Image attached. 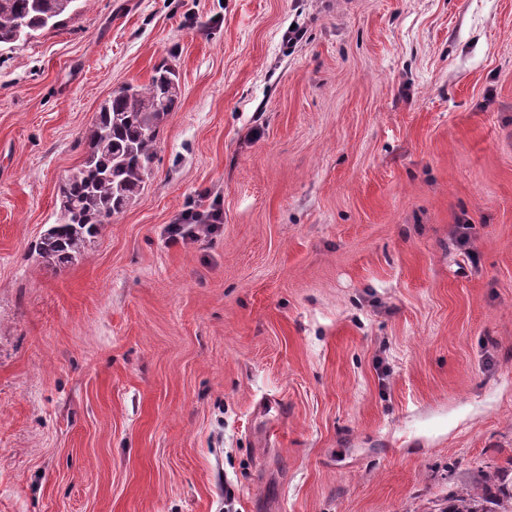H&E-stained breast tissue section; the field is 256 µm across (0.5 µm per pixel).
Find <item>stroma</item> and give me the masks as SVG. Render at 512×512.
<instances>
[{"mask_svg": "<svg viewBox=\"0 0 512 512\" xmlns=\"http://www.w3.org/2000/svg\"><path fill=\"white\" fill-rule=\"evenodd\" d=\"M165 61L137 202L39 264L100 104ZM486 465L512 469V0H90L0 46V512H442ZM222 221L223 213L217 207L206 214L190 210L184 212L174 224H168L166 233L172 243L194 241L202 234L217 230Z\"/></svg>", "mask_w": 512, "mask_h": 512, "instance_id": "obj_1", "label": "stroma"}]
</instances>
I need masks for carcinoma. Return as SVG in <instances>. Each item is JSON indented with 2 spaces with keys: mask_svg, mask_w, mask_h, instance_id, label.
Wrapping results in <instances>:
<instances>
[{
  "mask_svg": "<svg viewBox=\"0 0 512 512\" xmlns=\"http://www.w3.org/2000/svg\"><path fill=\"white\" fill-rule=\"evenodd\" d=\"M89 2L0 0V45L60 27ZM180 94L174 68L162 64L147 83L123 85L100 104L85 135L82 162L58 187L57 221L34 246L44 266L61 269L77 262L112 216L135 202L152 170L160 127ZM446 512H512V485L487 473L453 491Z\"/></svg>",
  "mask_w": 512,
  "mask_h": 512,
  "instance_id": "cac0c4a2",
  "label": "carcinoma"
}]
</instances>
